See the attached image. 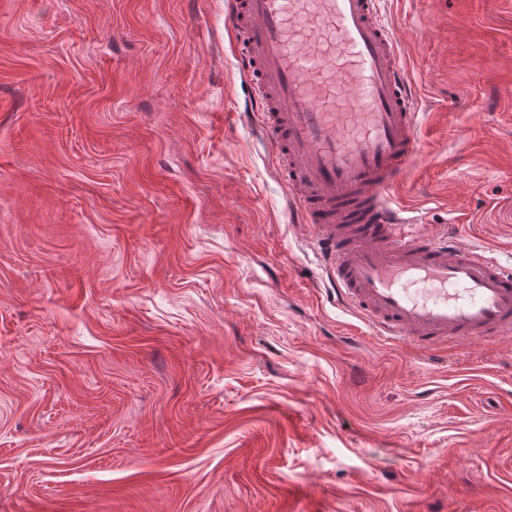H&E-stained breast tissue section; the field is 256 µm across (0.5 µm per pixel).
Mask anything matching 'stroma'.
<instances>
[{"mask_svg":"<svg viewBox=\"0 0 512 512\" xmlns=\"http://www.w3.org/2000/svg\"><path fill=\"white\" fill-rule=\"evenodd\" d=\"M225 0H0V512H512V340L322 281ZM415 228L512 264V0H382Z\"/></svg>","mask_w":512,"mask_h":512,"instance_id":"stroma-1","label":"stroma"}]
</instances>
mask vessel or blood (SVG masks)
<instances>
[{"label": "vessel or blood", "instance_id": "vessel-or-blood-1", "mask_svg": "<svg viewBox=\"0 0 512 512\" xmlns=\"http://www.w3.org/2000/svg\"><path fill=\"white\" fill-rule=\"evenodd\" d=\"M381 0H226L258 134L336 300L431 355L512 338V267L411 233L390 189L421 159L416 98Z\"/></svg>", "mask_w": 512, "mask_h": 512}]
</instances>
